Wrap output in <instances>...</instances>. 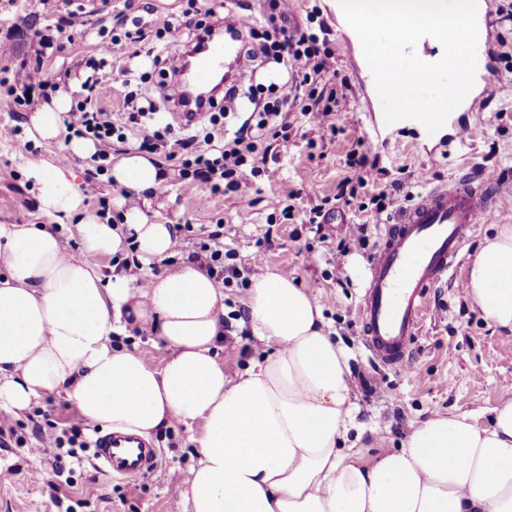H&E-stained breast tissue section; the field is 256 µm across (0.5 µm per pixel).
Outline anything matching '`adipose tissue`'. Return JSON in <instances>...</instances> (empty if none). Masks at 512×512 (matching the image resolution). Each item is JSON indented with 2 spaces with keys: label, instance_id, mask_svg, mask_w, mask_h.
Returning a JSON list of instances; mask_svg holds the SVG:
<instances>
[{
  "label": "adipose tissue",
  "instance_id": "obj_1",
  "mask_svg": "<svg viewBox=\"0 0 512 512\" xmlns=\"http://www.w3.org/2000/svg\"><path fill=\"white\" fill-rule=\"evenodd\" d=\"M69 103L60 89L31 112L29 140H58ZM109 176L139 200L117 223L86 212L74 173L40 161L26 170L43 213L79 215L84 256L65 255V225L0 224V409L16 415L57 392L89 426L195 431L178 512H512V394L486 427L437 413L398 450L348 446L352 385L317 296L282 271L254 277L244 316L267 353L228 374L223 283L197 262L148 271L174 253L173 225L146 213L165 181L160 162L128 152ZM129 236L145 278L89 262L124 251ZM464 292L512 333L511 224L470 257ZM134 329L165 345L160 368L113 344Z\"/></svg>",
  "mask_w": 512,
  "mask_h": 512
}]
</instances>
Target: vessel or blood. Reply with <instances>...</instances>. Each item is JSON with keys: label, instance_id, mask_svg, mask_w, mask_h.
I'll return each mask as SVG.
<instances>
[{"label": "vessel or blood", "instance_id": "1", "mask_svg": "<svg viewBox=\"0 0 512 512\" xmlns=\"http://www.w3.org/2000/svg\"><path fill=\"white\" fill-rule=\"evenodd\" d=\"M479 36L476 78L496 63L491 43L492 12L488 0H476ZM238 26L209 34L194 53V64L182 75L184 86L208 91L239 62ZM495 199L487 182L464 181L437 187L402 208L386 224L364 284L360 318L365 348L384 365L412 370V344L427 310L431 291L447 282L464 242ZM101 470L116 478L142 477L158 464L153 444L141 437L106 432L94 442Z\"/></svg>", "mask_w": 512, "mask_h": 512}]
</instances>
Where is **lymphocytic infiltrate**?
<instances>
[{"mask_svg": "<svg viewBox=\"0 0 512 512\" xmlns=\"http://www.w3.org/2000/svg\"><path fill=\"white\" fill-rule=\"evenodd\" d=\"M240 19L237 11L226 9L222 0L201 10L189 6L182 19L158 16L152 19L155 44H148L142 54L145 65L176 72L177 50L199 47L211 29L210 19ZM269 23L273 32L264 36L258 49L248 50L249 59L261 58L277 64L279 76L273 101L255 105L253 111L241 112L237 103L243 85L232 84L224 89L223 106L218 112L208 113L206 119L187 118L179 138H172L171 125L157 122L153 113L131 107L121 123H114L97 109L91 97H84L71 106L64 124L75 134L89 137L104 145L112 139H125L133 135L139 149L149 152L166 150L168 157L180 158L181 175L209 184L212 192L230 191L241 202H249L253 179L260 172L266 154L263 150L268 139L275 138L288 144L290 134L286 115L282 109L288 103L301 102V112L308 121L323 130H335L333 120L336 107L337 73L331 65L330 31L301 27L291 22L288 0H259L258 11L251 16L248 36H255L259 25ZM57 78L42 66H34L24 78L14 83L0 84V109L15 111L28 100L32 92L48 94L56 91ZM231 119L230 128L223 136H216L215 128L221 120ZM190 260L203 263L226 287L243 286L248 282L236 262L235 249L224 242L223 225H213L203 234Z\"/></svg>", "mask_w": 512, "mask_h": 512, "instance_id": "f902f5d3", "label": "lymphocytic infiltrate"}]
</instances>
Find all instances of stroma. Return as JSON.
<instances>
[{
  "instance_id": "1",
  "label": "stroma",
  "mask_w": 512,
  "mask_h": 512,
  "mask_svg": "<svg viewBox=\"0 0 512 512\" xmlns=\"http://www.w3.org/2000/svg\"><path fill=\"white\" fill-rule=\"evenodd\" d=\"M337 0H292V15L300 25L316 18L331 32L329 47L336 68L348 80L338 88L335 133L310 125L299 107H290L293 127L287 147L271 144L261 177L256 178L249 218L232 195L212 193L209 186L180 179L175 161H165L166 193L156 195L151 217L165 224L224 226V240L237 252L242 268L287 272L316 294L332 337L347 353L354 385L355 424L349 438L357 447L375 452L402 447L421 421L436 413L488 411L505 387H512V335L487 322L463 292L467 261L490 237L496 225L512 224V196L496 204L471 233L446 284L432 291L419 335L413 343L415 374L408 377L370 356L363 345L359 303L374 251L385 221L437 186L461 178L512 180V67L498 62L491 94L477 112L465 114L470 132L463 142L451 141L449 131L425 138L413 122L379 126L381 102L373 89L371 70L357 35L344 24ZM187 0H0V70L21 75L24 67L41 61L56 73L58 83L79 97L89 74L85 58L105 59L112 75L95 90L97 106L111 118L125 112V96L138 88H160V74L139 68L135 47L112 45V28H132L149 22L151 13L180 16ZM81 13L86 33L62 51L37 56L34 30L55 24L64 13ZM40 95L17 111H0V223L49 224L53 218L38 208L25 175L29 154L26 135L6 136V129L23 127L41 105ZM41 162L73 171L88 212L125 199L106 176L88 180L89 164L74 155L67 140L37 148ZM374 162L371 179L356 196L340 194L351 174L354 153ZM403 181V192L376 212L371 198L392 191ZM296 193L292 219L280 216L277 201ZM329 210L326 223L306 224L305 212L317 205ZM364 225L362 240L349 238V227ZM271 244H263L264 233ZM74 410L64 396L50 393L16 418L14 430L0 436V512H171L186 487L195 462V444L185 427L174 424L150 437L159 464L149 475L123 480L96 466L93 448L79 449L80 463L55 468V451L33 455L38 440L64 435Z\"/></svg>"
}]
</instances>
